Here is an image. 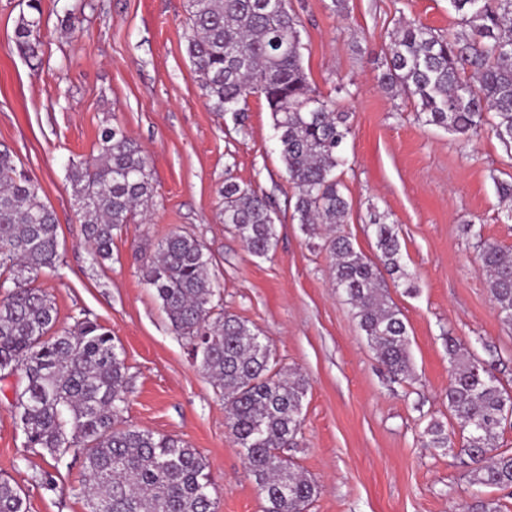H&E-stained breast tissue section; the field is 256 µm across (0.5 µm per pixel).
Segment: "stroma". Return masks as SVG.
Instances as JSON below:
<instances>
[{"instance_id": "stroma-1", "label": "stroma", "mask_w": 512, "mask_h": 512, "mask_svg": "<svg viewBox=\"0 0 512 512\" xmlns=\"http://www.w3.org/2000/svg\"><path fill=\"white\" fill-rule=\"evenodd\" d=\"M28 0H0V144L37 179L59 224L60 259L43 275L58 328L89 317L108 329L131 378L127 424L188 443L204 459L216 512H263L244 455L225 424L224 402L171 329L142 277V257L172 230L194 234L212 260L217 309L269 337L281 366L309 386L297 447L287 455L314 479L308 512H453L473 491L454 452L424 447L432 420L450 423L447 336L493 360L512 389V325L497 314L480 272L472 225L512 249V220L495 183L512 182V154L491 137L464 155L443 130L418 121L414 104L376 85L382 49L401 20L418 19L444 35L459 32L448 0H289L302 20V62L321 94L347 83L349 113L341 191L351 205L344 234L375 256L371 211L396 225L412 283L389 282L405 317L413 377L383 371L343 295L334 288L320 238L294 216L289 182L264 99L250 97L244 126L212 111L185 52L186 0H40L38 57L20 53L15 29ZM75 15L77 33L62 22ZM119 122L150 156L153 206L115 231L112 258L96 263L67 180L71 161L97 148ZM271 197L278 244L251 256L224 223L226 175ZM21 374L0 378V479L23 490L27 512H89L82 451L60 459L26 445L14 415ZM47 470L55 491L33 480Z\"/></svg>"}]
</instances>
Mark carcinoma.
I'll return each mask as SVG.
<instances>
[{
	"mask_svg": "<svg viewBox=\"0 0 512 512\" xmlns=\"http://www.w3.org/2000/svg\"><path fill=\"white\" fill-rule=\"evenodd\" d=\"M463 32L449 38L421 21L397 27L376 76L391 98L415 102L417 120L455 137L462 147L484 130L512 148V0H449ZM21 17L17 46L36 55L38 0ZM186 52L207 102L241 123L248 98L272 113L280 157L298 189L301 230L329 231L324 249L335 288L350 305L367 343L390 376H411L409 334L391 300L385 275L406 280L394 225L374 212L380 263L336 233L350 203L340 190L341 147L349 113L335 95L312 87L301 58L302 22L288 0H187ZM150 158L115 123L103 129L97 153L68 169L79 220L94 261L112 258L113 232L145 215L153 204ZM224 224L253 256L276 249L274 209L249 185L229 177L222 188ZM58 224L40 183L18 170L0 148V374L21 372L15 408L27 446L60 458L83 450L89 512H215L213 484L200 454L181 439L123 424L128 377L122 352L101 324L78 318L57 329L58 312L40 277L59 261ZM479 270L500 317L512 322V252L481 237ZM210 257L194 235L171 231L143 259V280L154 290L172 330L224 398L227 427L243 450L265 512H307L316 483L281 453L297 446L308 381L278 366L261 330L228 312H215ZM448 412L453 422H429L420 432L428 448L454 450L470 467L474 485L512 489V448L500 438L512 409V391L495 368L448 337ZM0 512H25L22 489L0 480ZM457 512H502L496 499L474 496Z\"/></svg>",
	"mask_w": 512,
	"mask_h": 512,
	"instance_id": "cac0c4a2",
	"label": "carcinoma"
}]
</instances>
